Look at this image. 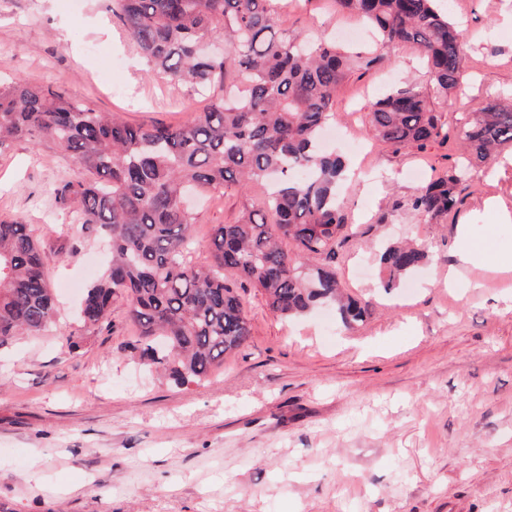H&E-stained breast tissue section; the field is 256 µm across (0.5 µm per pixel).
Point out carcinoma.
<instances>
[{"label": "carcinoma", "instance_id": "cac0c4a2", "mask_svg": "<svg viewBox=\"0 0 512 512\" xmlns=\"http://www.w3.org/2000/svg\"><path fill=\"white\" fill-rule=\"evenodd\" d=\"M375 26L384 44L424 53L429 89H459L471 44L443 0H333ZM140 56L154 70L198 92L224 93L178 124H132L59 90L15 79L0 85V151L18 141L44 143L80 172L51 189L73 222L43 239L19 220L0 219V346L56 324L46 257L74 254L75 238L105 232L109 267L87 289L79 331L109 322L123 303L151 367L177 385L199 384L247 346L251 327L239 289L249 285L283 319L336 306L342 324L364 321L368 307L345 296L333 264L346 218L338 189L344 159L319 139L333 120L336 89L352 68L378 57L345 56L329 43L278 31L270 0H111ZM377 137L399 151L422 149L443 130L428 93L409 84L371 105ZM463 159L421 185L406 208L424 224L448 217L458 186L494 151L512 147V104L488 101L459 130ZM267 187L262 206L214 228L209 260L192 258L200 213L185 197ZM294 244L290 252L284 241ZM428 258L425 248L387 246L379 257L391 288Z\"/></svg>", "mask_w": 512, "mask_h": 512}]
</instances>
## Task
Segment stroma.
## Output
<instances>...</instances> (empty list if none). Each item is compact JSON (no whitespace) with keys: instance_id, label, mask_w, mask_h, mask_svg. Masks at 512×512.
Masks as SVG:
<instances>
[{"instance_id":"obj_1","label":"stroma","mask_w":512,"mask_h":512,"mask_svg":"<svg viewBox=\"0 0 512 512\" xmlns=\"http://www.w3.org/2000/svg\"><path fill=\"white\" fill-rule=\"evenodd\" d=\"M108 2L0 0V81L59 89L135 123L185 120L199 94L149 71ZM286 2L271 3L282 31L340 38L380 58L349 70L334 104L373 169L344 186L348 224L336 251L366 320L348 329L324 306L284 321L245 288L250 345L208 381L178 386L142 366L123 305L68 343L82 291L107 260L99 235L85 233L76 256L47 260L59 327L0 347V512H512V271L489 268L512 253V222L484 207L494 198L512 210V153L463 184L447 219L381 221L446 170L466 113L512 94V0H448L473 46L461 93L435 104L450 139L400 152L375 137L368 96L427 85L417 47L380 45L332 0ZM78 172L55 149L13 143L0 151V217L53 234L71 217L48 189ZM263 198L260 186L209 198L196 259L206 260L215 225ZM462 224L472 259L447 288ZM405 239L430 259L384 290L380 252Z\"/></svg>"}]
</instances>
